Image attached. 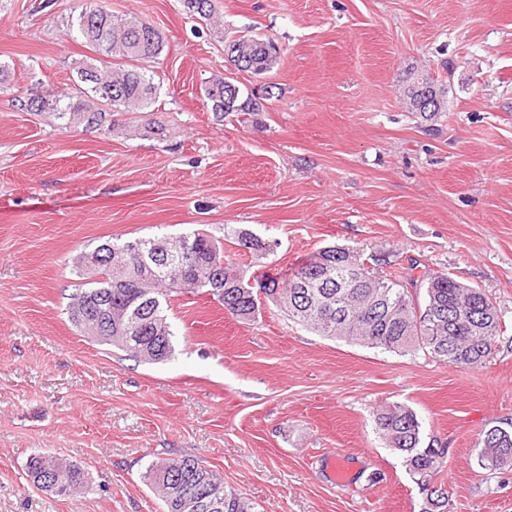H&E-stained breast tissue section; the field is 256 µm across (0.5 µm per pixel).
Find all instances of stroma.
Returning <instances> with one entry per match:
<instances>
[{"instance_id": "stroma-1", "label": "stroma", "mask_w": 512, "mask_h": 512, "mask_svg": "<svg viewBox=\"0 0 512 512\" xmlns=\"http://www.w3.org/2000/svg\"><path fill=\"white\" fill-rule=\"evenodd\" d=\"M84 2L0 0V512H165L142 474L181 455L253 512H426L375 429L393 404L447 451L444 512H512V468L489 473L474 448L512 426V0H213L212 24L183 0H103L164 36L161 138L139 112L100 133L22 108L34 91L73 92L87 50L68 29ZM254 33L280 49L262 75L224 52ZM220 76L276 96L217 119L203 87ZM422 77L442 112L408 111ZM202 228L255 285L328 247L391 279L418 263L485 292L503 332L468 369L317 335L267 299L248 322L207 294L172 297L175 352L157 363L71 324L81 251ZM240 231L273 252L256 256ZM36 451L82 466L90 491L35 487Z\"/></svg>"}]
</instances>
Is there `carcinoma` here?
<instances>
[{"instance_id":"carcinoma-1","label":"carcinoma","mask_w":512,"mask_h":512,"mask_svg":"<svg viewBox=\"0 0 512 512\" xmlns=\"http://www.w3.org/2000/svg\"><path fill=\"white\" fill-rule=\"evenodd\" d=\"M184 7L190 15L204 20L214 14L212 0H184ZM69 36L92 52L75 67L76 93L34 94L25 102L27 111L43 114L66 130L81 127L100 131L112 128L109 117L114 112H146L152 107L158 85L155 71L145 63L156 62L162 51L164 38L157 28L138 18L116 17L97 5L80 10L71 20ZM232 46L238 47L243 60L231 52L228 61L239 71L260 75L275 63L277 49L263 35L234 39L227 44ZM228 95L223 77L205 85L209 106ZM263 107L240 92L229 111L258 112ZM184 239L193 244L191 256L181 270L170 275L160 273L145 250L129 252L120 267L101 266L85 275L76 270L85 281L76 284L70 295L71 322L78 328L84 322L75 311L80 302L110 303L112 314L123 313L126 319L112 320V341L104 338L102 343L134 357L162 362L174 352V333L165 314L173 296L208 294L226 313L242 320L255 319L256 293L224 259L217 238L205 230H194L174 240L163 237L161 242L175 251ZM238 239L256 253L270 250L268 242L250 234L241 233ZM327 254L328 267L310 258L292 271L286 285L271 279V287L264 289L268 299L291 320L320 336L343 338L387 352L424 349L448 366L477 368L491 355L502 327L494 303L480 289L445 274L393 281L353 263L342 250L332 249ZM347 278L351 284L341 289L347 298L346 312L339 315L336 305L329 306L327 301L336 295V285ZM375 426L388 446L401 454L416 483L428 489L443 468L446 449L423 445L416 413L404 405L388 406L377 411ZM475 447L479 448L481 468L492 472L512 467V428L483 432ZM26 470L36 486L43 479L53 483V494L58 496H72L77 489L84 493L89 488L88 475L80 466L48 453L30 455ZM163 479L188 485L204 507L181 508L161 489ZM143 480L158 493L167 512H211L205 505L213 497L222 500L219 512H251V504L244 497L226 492L223 478L194 456L155 461L146 468Z\"/></svg>"}]
</instances>
